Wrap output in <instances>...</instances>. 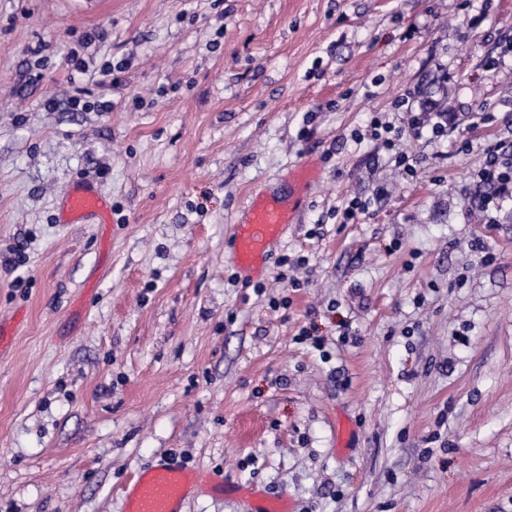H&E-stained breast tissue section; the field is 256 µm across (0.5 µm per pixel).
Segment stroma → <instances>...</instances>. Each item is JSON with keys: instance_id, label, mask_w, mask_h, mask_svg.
I'll return each instance as SVG.
<instances>
[{"instance_id": "1", "label": "stroma", "mask_w": 512, "mask_h": 512, "mask_svg": "<svg viewBox=\"0 0 512 512\" xmlns=\"http://www.w3.org/2000/svg\"><path fill=\"white\" fill-rule=\"evenodd\" d=\"M511 40L512 0H0V512H123L161 458L231 486L183 512H512V201L479 223L472 178ZM410 91L450 117L412 178L368 135ZM77 180L110 223H59ZM300 199L290 194L284 197L256 199L248 205L245 218L236 224L234 253L240 270L260 268L266 262L269 244L282 236L288 224H293Z\"/></svg>"}]
</instances>
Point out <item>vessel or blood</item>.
Instances as JSON below:
<instances>
[{"mask_svg": "<svg viewBox=\"0 0 512 512\" xmlns=\"http://www.w3.org/2000/svg\"><path fill=\"white\" fill-rule=\"evenodd\" d=\"M300 206V199L291 196L250 202L234 234L237 267L253 270L263 266L269 244L282 236L288 224L294 223ZM105 209L106 200L93 183L77 182L63 200L60 221L83 224ZM196 487L197 478L192 472L158 460L126 485L124 512H182L183 504Z\"/></svg>", "mask_w": 512, "mask_h": 512, "instance_id": "1", "label": "vessel or blood"}]
</instances>
